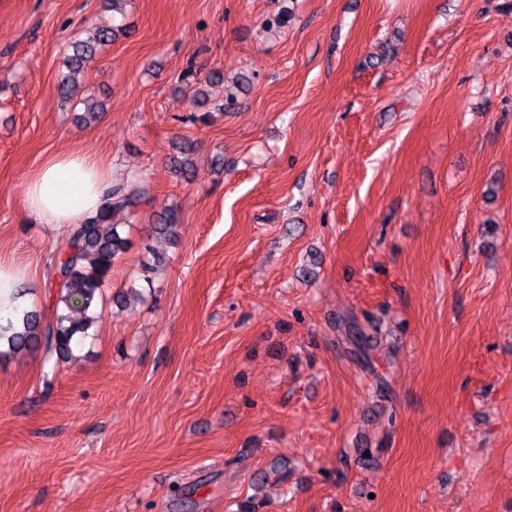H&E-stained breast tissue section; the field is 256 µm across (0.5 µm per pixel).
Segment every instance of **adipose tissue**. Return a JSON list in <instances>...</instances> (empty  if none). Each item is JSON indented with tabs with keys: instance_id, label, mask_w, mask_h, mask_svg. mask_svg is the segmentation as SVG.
<instances>
[{
	"instance_id": "ef3b65f1",
	"label": "adipose tissue",
	"mask_w": 512,
	"mask_h": 512,
	"mask_svg": "<svg viewBox=\"0 0 512 512\" xmlns=\"http://www.w3.org/2000/svg\"><path fill=\"white\" fill-rule=\"evenodd\" d=\"M112 188V170L103 157L71 150L46 160L26 180L24 220L70 227L101 205Z\"/></svg>"
}]
</instances>
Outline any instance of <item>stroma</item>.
I'll use <instances>...</instances> for the list:
<instances>
[{
  "mask_svg": "<svg viewBox=\"0 0 512 512\" xmlns=\"http://www.w3.org/2000/svg\"><path fill=\"white\" fill-rule=\"evenodd\" d=\"M70 149L145 194L73 358H0V512H512V0H0V260L41 311L64 233L22 192ZM114 31V27H95L88 32L87 41L77 40L73 43L72 47L74 54L67 56L65 61V67L69 74L63 75L58 85L60 97L64 99H70L73 97L75 85L72 83L70 74L74 73V68L79 69L84 58H86L87 52H92L93 46H104L112 42Z\"/></svg>",
  "mask_w": 512,
  "mask_h": 512,
  "instance_id": "1",
  "label": "stroma"
}]
</instances>
